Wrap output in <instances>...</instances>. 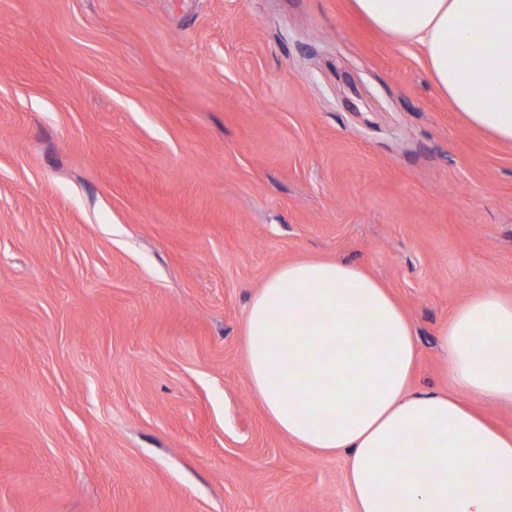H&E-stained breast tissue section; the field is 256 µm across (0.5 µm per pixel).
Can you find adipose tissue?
<instances>
[{
    "mask_svg": "<svg viewBox=\"0 0 512 512\" xmlns=\"http://www.w3.org/2000/svg\"><path fill=\"white\" fill-rule=\"evenodd\" d=\"M420 47L463 120L512 145V0H352ZM252 390L301 447L347 455L356 512H512V435L460 395L409 393L418 347L388 288L360 266L298 260L268 275L244 320ZM472 398L512 404V297L487 289L441 330Z\"/></svg>",
    "mask_w": 512,
    "mask_h": 512,
    "instance_id": "obj_1",
    "label": "adipose tissue"
}]
</instances>
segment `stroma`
Returning <instances> with one entry per match:
<instances>
[{"label": "stroma", "mask_w": 512, "mask_h": 512, "mask_svg": "<svg viewBox=\"0 0 512 512\" xmlns=\"http://www.w3.org/2000/svg\"><path fill=\"white\" fill-rule=\"evenodd\" d=\"M379 279L412 389L512 294V146L350 0H0V512H355L254 396L245 309L301 259Z\"/></svg>", "instance_id": "35a3bbf8"}]
</instances>
